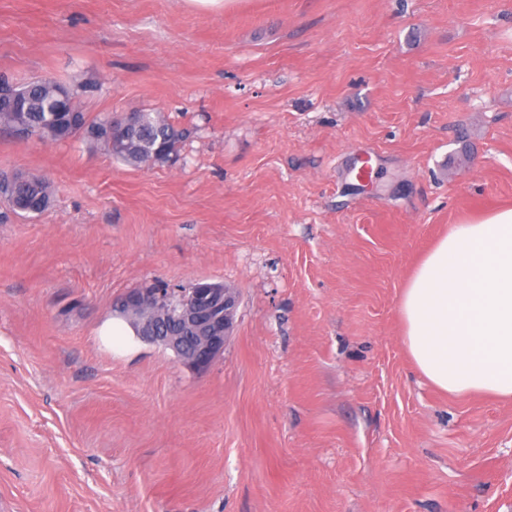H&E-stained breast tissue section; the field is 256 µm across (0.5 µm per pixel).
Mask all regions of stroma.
<instances>
[{
  "label": "stroma",
  "mask_w": 512,
  "mask_h": 512,
  "mask_svg": "<svg viewBox=\"0 0 512 512\" xmlns=\"http://www.w3.org/2000/svg\"><path fill=\"white\" fill-rule=\"evenodd\" d=\"M0 77L184 133L148 169L0 134L55 188L0 223V512H512V401L434 387L398 312L512 205V0H0ZM200 279L238 296L207 368L112 312Z\"/></svg>",
  "instance_id": "stroma-1"
}]
</instances>
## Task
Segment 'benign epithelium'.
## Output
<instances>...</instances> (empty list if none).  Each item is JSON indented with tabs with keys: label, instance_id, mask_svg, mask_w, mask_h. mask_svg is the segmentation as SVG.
Masks as SVG:
<instances>
[{
	"label": "benign epithelium",
	"instance_id": "7a95c632",
	"mask_svg": "<svg viewBox=\"0 0 512 512\" xmlns=\"http://www.w3.org/2000/svg\"><path fill=\"white\" fill-rule=\"evenodd\" d=\"M138 305L162 312V318L154 317L144 322V339L161 344L178 356L181 355L182 340L198 341L194 357L186 358L184 362L202 369L224 350L236 296L224 285L211 282L185 289L140 288L115 305L114 311Z\"/></svg>",
	"mask_w": 512,
	"mask_h": 512
}]
</instances>
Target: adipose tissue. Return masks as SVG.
Returning a JSON list of instances; mask_svg holds the SVG:
<instances>
[{"label":"adipose tissue","mask_w":512,"mask_h":512,"mask_svg":"<svg viewBox=\"0 0 512 512\" xmlns=\"http://www.w3.org/2000/svg\"><path fill=\"white\" fill-rule=\"evenodd\" d=\"M399 314L433 386L512 399V208L451 225L406 282Z\"/></svg>","instance_id":"ef3b65f1"}]
</instances>
